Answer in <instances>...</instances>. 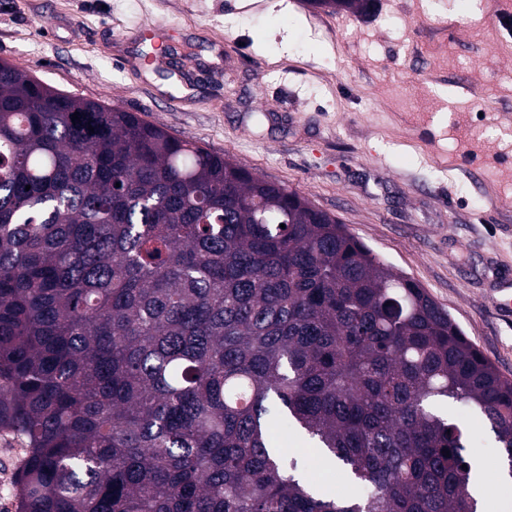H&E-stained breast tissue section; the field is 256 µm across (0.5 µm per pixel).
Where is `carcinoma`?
<instances>
[{"label":"carcinoma","mask_w":512,"mask_h":512,"mask_svg":"<svg viewBox=\"0 0 512 512\" xmlns=\"http://www.w3.org/2000/svg\"><path fill=\"white\" fill-rule=\"evenodd\" d=\"M451 401L512 468V380L337 218L0 62V431L26 448L17 512H478L470 431L439 411ZM283 421L355 492L318 494L269 447Z\"/></svg>","instance_id":"obj_1"}]
</instances>
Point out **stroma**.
<instances>
[{
    "instance_id": "stroma-1",
    "label": "stroma",
    "mask_w": 512,
    "mask_h": 512,
    "mask_svg": "<svg viewBox=\"0 0 512 512\" xmlns=\"http://www.w3.org/2000/svg\"><path fill=\"white\" fill-rule=\"evenodd\" d=\"M0 0V60L103 101L285 185L420 284L512 380V0ZM171 48L148 64L141 27ZM494 512H512L507 460L462 405ZM272 447L319 486L343 483L308 441Z\"/></svg>"
}]
</instances>
